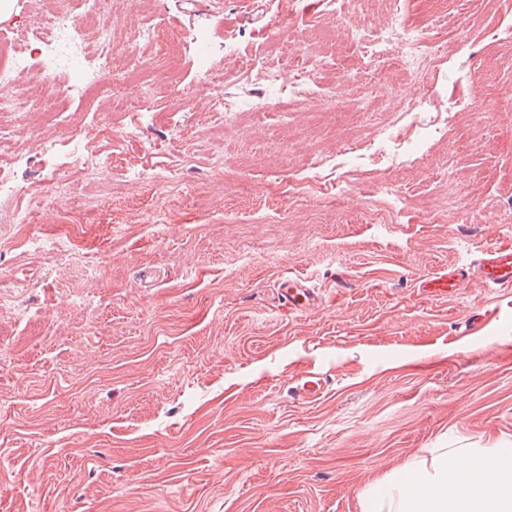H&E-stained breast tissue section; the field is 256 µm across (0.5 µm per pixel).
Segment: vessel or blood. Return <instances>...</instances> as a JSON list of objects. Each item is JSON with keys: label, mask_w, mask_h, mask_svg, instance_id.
Masks as SVG:
<instances>
[{"label": "vessel or blood", "mask_w": 512, "mask_h": 512, "mask_svg": "<svg viewBox=\"0 0 512 512\" xmlns=\"http://www.w3.org/2000/svg\"><path fill=\"white\" fill-rule=\"evenodd\" d=\"M476 280L498 292H512V246L491 245L470 265L453 266L439 270L423 280L418 288L421 295L441 300L456 293L466 281ZM277 294L288 312H303L319 299L314 288L298 276L279 279Z\"/></svg>", "instance_id": "vessel-or-blood-1"}]
</instances>
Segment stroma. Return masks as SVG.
I'll list each match as a JSON object with an SVG mask.
<instances>
[{"mask_svg":"<svg viewBox=\"0 0 512 512\" xmlns=\"http://www.w3.org/2000/svg\"><path fill=\"white\" fill-rule=\"evenodd\" d=\"M277 7L107 0L123 32L112 64L137 63L142 21L171 37L207 28L239 45L217 60L225 92L276 96L262 77L296 35L286 17L268 38ZM341 11L338 24L309 14L303 44L320 71L303 106L229 136L188 55L176 98L138 87L122 113L103 94L68 98L79 67L58 78L34 62L19 75L33 119L11 173L44 198L3 195L0 210L35 212L31 233L74 238L80 255L0 260L15 289L0 351L16 355L0 368V512H361L363 490L430 449L512 443V293L473 280L440 301L416 291L440 267L512 244V100L496 91L512 87V41L485 34L496 0L449 23L425 98L397 71L336 82L352 30L384 21L386 4L343 0ZM399 98L414 112L460 98L469 109L434 143L399 118L391 166L377 135ZM76 123L111 133L79 142ZM132 124L122 169L110 136ZM315 157L327 164L305 197L296 187ZM384 185L403 197L390 223ZM285 276L322 302L284 314Z\"/></svg>","mask_w":512,"mask_h":512,"instance_id":"obj_1","label":"stroma"}]
</instances>
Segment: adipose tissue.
<instances>
[{
    "label": "adipose tissue",
    "mask_w": 512,
    "mask_h": 512,
    "mask_svg": "<svg viewBox=\"0 0 512 512\" xmlns=\"http://www.w3.org/2000/svg\"><path fill=\"white\" fill-rule=\"evenodd\" d=\"M363 512H512V446L438 449L378 484Z\"/></svg>",
    "instance_id": "adipose-tissue-1"
}]
</instances>
